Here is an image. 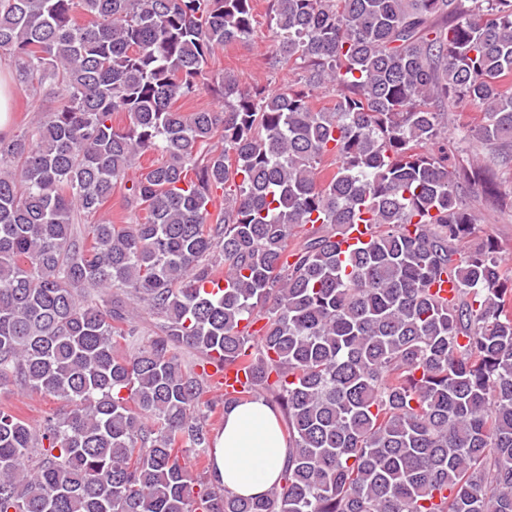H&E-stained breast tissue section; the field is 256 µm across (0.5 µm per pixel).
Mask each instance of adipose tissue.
I'll list each match as a JSON object with an SVG mask.
<instances>
[{
    "label": "adipose tissue",
    "instance_id": "ef3b65f1",
    "mask_svg": "<svg viewBox=\"0 0 512 512\" xmlns=\"http://www.w3.org/2000/svg\"><path fill=\"white\" fill-rule=\"evenodd\" d=\"M288 442L274 408L255 398L233 405L214 437L211 476L233 495L264 497L280 478Z\"/></svg>",
    "mask_w": 512,
    "mask_h": 512
}]
</instances>
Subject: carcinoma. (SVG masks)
Returning <instances> with one entry per match:
<instances>
[{"label":"carcinoma","mask_w":512,"mask_h":512,"mask_svg":"<svg viewBox=\"0 0 512 512\" xmlns=\"http://www.w3.org/2000/svg\"><path fill=\"white\" fill-rule=\"evenodd\" d=\"M253 2L0 0V54L51 102L0 137V391L60 401L36 428L0 408V512H512V278L457 195L505 203L512 0H267L278 91L205 70ZM204 93L224 110L175 107ZM146 153L144 221L78 233ZM209 360L245 389L207 398ZM257 395L289 455L245 499L208 419ZM481 114L472 107H461L455 112H448V137L455 140L459 128H474L481 121Z\"/></svg>","instance_id":"obj_1"}]
</instances>
